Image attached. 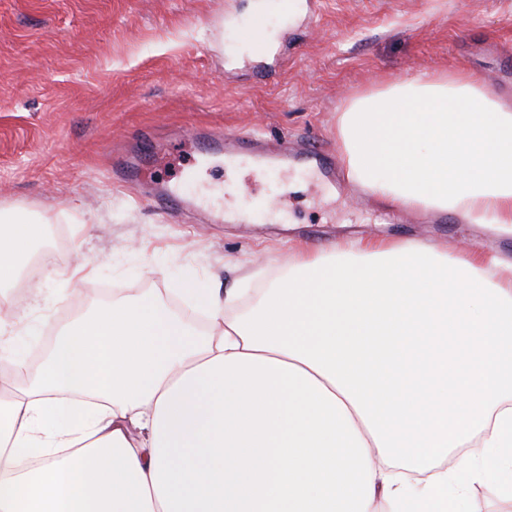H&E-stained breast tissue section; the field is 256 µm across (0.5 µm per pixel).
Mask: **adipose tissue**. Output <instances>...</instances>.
Wrapping results in <instances>:
<instances>
[{
    "label": "adipose tissue",
    "instance_id": "obj_1",
    "mask_svg": "<svg viewBox=\"0 0 512 512\" xmlns=\"http://www.w3.org/2000/svg\"><path fill=\"white\" fill-rule=\"evenodd\" d=\"M348 181L512 236V107L432 72L352 97ZM42 224H0V288ZM273 281L186 284L63 325L0 394V512H512V257L289 242Z\"/></svg>",
    "mask_w": 512,
    "mask_h": 512
}]
</instances>
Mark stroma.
Segmentation results:
<instances>
[{
    "instance_id": "stroma-1",
    "label": "stroma",
    "mask_w": 512,
    "mask_h": 512,
    "mask_svg": "<svg viewBox=\"0 0 512 512\" xmlns=\"http://www.w3.org/2000/svg\"><path fill=\"white\" fill-rule=\"evenodd\" d=\"M260 6L282 40L254 57L239 35ZM316 10L309 21L303 0H0V221H49L69 244L54 267L89 271L64 295L42 279L17 297L0 290L22 316L0 345L28 366L19 385L40 371L46 339L99 296L153 294L192 323L180 282L236 287L254 256L287 264L292 241L415 238L452 256L512 254L511 236L455 213L407 208L378 223L379 202L341 173L330 185L303 165L189 164L178 134L192 127L273 149L310 140L337 158L336 116L352 96L428 70L474 76L512 105V0H318ZM146 137L167 145L145 166L152 179L190 198L220 179L241 203L277 207L253 224L172 219L115 183L117 159Z\"/></svg>"
}]
</instances>
